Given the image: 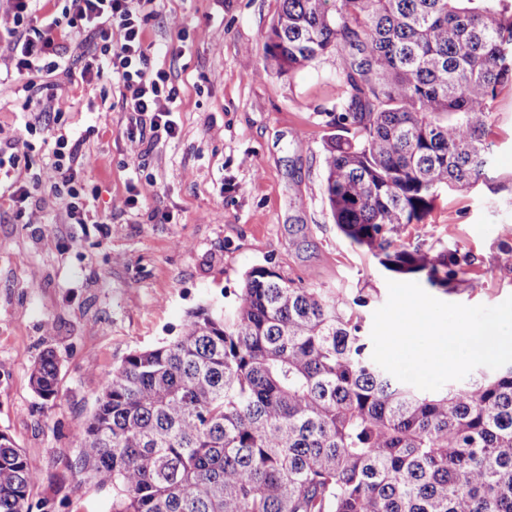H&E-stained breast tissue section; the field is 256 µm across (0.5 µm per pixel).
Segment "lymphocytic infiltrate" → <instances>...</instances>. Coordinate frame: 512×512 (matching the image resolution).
Masks as SVG:
<instances>
[{
	"mask_svg": "<svg viewBox=\"0 0 512 512\" xmlns=\"http://www.w3.org/2000/svg\"><path fill=\"white\" fill-rule=\"evenodd\" d=\"M14 26L9 32L14 52V72L26 81V90L42 95L45 86L40 76H49L65 67L69 48L56 32L61 27L83 33L81 56L87 62L81 71L90 82L111 72L120 87L122 108L128 114V130L144 127L164 132L167 138L178 135L172 115L179 92L169 74L152 64L151 48L146 45L141 25L143 12L154 0H68L61 16H46L40 31H32L36 0H7ZM77 143L58 136L51 167L55 180L50 189L64 202L63 221L84 224L88 215L84 193L77 186V173L85 168Z\"/></svg>",
	"mask_w": 512,
	"mask_h": 512,
	"instance_id": "1",
	"label": "lymphocytic infiltrate"
}]
</instances>
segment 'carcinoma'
Returning a JSON list of instances; mask_svg holds the SVG:
<instances>
[{"instance_id":"1","label":"carcinoma","mask_w":512,"mask_h":512,"mask_svg":"<svg viewBox=\"0 0 512 512\" xmlns=\"http://www.w3.org/2000/svg\"><path fill=\"white\" fill-rule=\"evenodd\" d=\"M265 49L281 76L339 60L350 136L325 145L324 198L344 238L432 288L469 282V255L400 232L485 177L512 0H282ZM367 305L256 265L231 310L128 353L74 437L110 512H512V365L421 393L373 361ZM59 372L52 349L31 372L51 407ZM32 485L1 432L0 512H43Z\"/></svg>"}]
</instances>
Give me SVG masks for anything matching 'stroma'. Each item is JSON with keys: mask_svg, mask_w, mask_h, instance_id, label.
Wrapping results in <instances>:
<instances>
[{"mask_svg": "<svg viewBox=\"0 0 512 512\" xmlns=\"http://www.w3.org/2000/svg\"><path fill=\"white\" fill-rule=\"evenodd\" d=\"M280 5L155 0L144 36L179 91L171 140L128 134L116 82H82L79 61L47 105L22 81L0 83V141L20 145L17 165L0 167V432L28 459L33 501L54 512H107L112 494L78 471L73 439L112 369L179 335L188 311L233 294L252 266L362 292L369 318L388 299L391 273L339 234L324 199V144L343 134L339 62L277 75L264 43ZM61 135L89 161L79 179L95 223L60 221L50 163ZM487 139L492 161L478 187L442 194L424 223L402 232L405 242L472 256L479 288L431 289L444 302L496 306L512 296L511 85L494 103ZM35 175L39 206L16 212L10 194ZM49 347L60 359L51 408L30 382Z\"/></svg>", "mask_w": 512, "mask_h": 512, "instance_id": "obj_1", "label": "stroma"}]
</instances>
